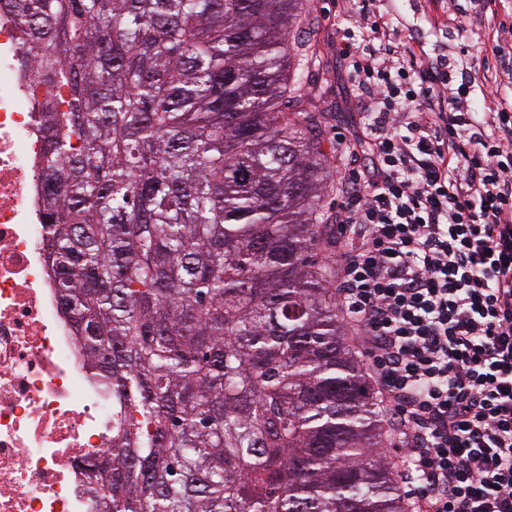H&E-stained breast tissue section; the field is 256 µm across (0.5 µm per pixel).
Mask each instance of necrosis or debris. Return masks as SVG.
Instances as JSON below:
<instances>
[{
    "instance_id": "4bbe7bcc",
    "label": "necrosis or debris",
    "mask_w": 512,
    "mask_h": 512,
    "mask_svg": "<svg viewBox=\"0 0 512 512\" xmlns=\"http://www.w3.org/2000/svg\"><path fill=\"white\" fill-rule=\"evenodd\" d=\"M0 0V512H96L89 468L119 413L88 371L46 263L44 139Z\"/></svg>"
}]
</instances>
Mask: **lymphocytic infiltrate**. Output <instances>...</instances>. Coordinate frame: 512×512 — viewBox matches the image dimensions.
Returning <instances> with one entry per match:
<instances>
[{
    "label": "lymphocytic infiltrate",
    "mask_w": 512,
    "mask_h": 512,
    "mask_svg": "<svg viewBox=\"0 0 512 512\" xmlns=\"http://www.w3.org/2000/svg\"><path fill=\"white\" fill-rule=\"evenodd\" d=\"M364 123L336 137V302L400 452L411 512H512V98L336 0ZM490 102L476 116L474 94Z\"/></svg>",
    "instance_id": "1"
}]
</instances>
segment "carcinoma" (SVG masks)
Here are the masks:
<instances>
[{
  "label": "carcinoma",
  "instance_id": "carcinoma-1",
  "mask_svg": "<svg viewBox=\"0 0 512 512\" xmlns=\"http://www.w3.org/2000/svg\"><path fill=\"white\" fill-rule=\"evenodd\" d=\"M41 218L123 416L98 512H406L332 282L310 0H10Z\"/></svg>",
  "mask_w": 512,
  "mask_h": 512
}]
</instances>
